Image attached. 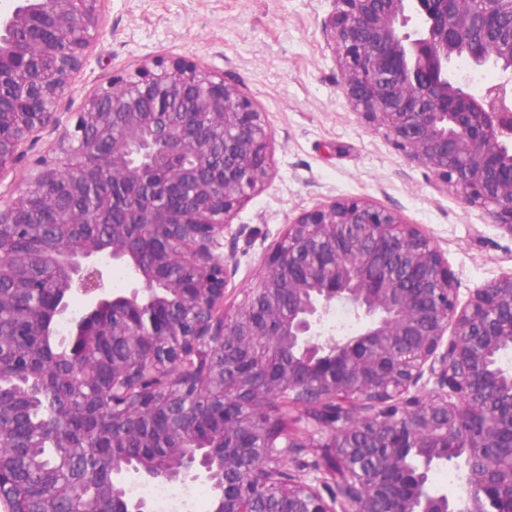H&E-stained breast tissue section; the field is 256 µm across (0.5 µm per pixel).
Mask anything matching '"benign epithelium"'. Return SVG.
I'll list each match as a JSON object with an SVG mask.
<instances>
[{"label":"benign epithelium","mask_w":512,"mask_h":512,"mask_svg":"<svg viewBox=\"0 0 512 512\" xmlns=\"http://www.w3.org/2000/svg\"><path fill=\"white\" fill-rule=\"evenodd\" d=\"M102 0H13L0 12V173L54 121L53 107L86 64ZM499 0H336L329 18L342 87L393 147L512 234V14ZM68 35L59 50L58 38ZM467 57L500 70L475 96L452 68ZM265 113L235 85L185 58L154 59L118 74L84 101L52 153L0 202V272L36 264L51 278L0 293L21 324L0 358V412L26 419L47 377L19 364L31 339L64 316L76 334L107 331L121 354L99 396L112 452L78 487L87 512H152L127 496L137 480L202 481L213 512H497L512 500V272L460 302L448 263L429 237L365 199L302 212L226 309L224 231L272 176ZM109 172L112 206L71 207ZM39 196L50 214L25 249ZM124 268L115 292L102 256ZM84 298L67 314L69 296ZM359 328L335 336L336 306ZM78 384L93 381L86 353ZM209 404L187 429L181 380ZM300 409L291 429L277 403ZM8 446L32 449L17 433ZM323 449L325 463L298 462ZM163 448L161 455L151 452ZM474 458L456 500L428 484L438 462ZM0 512H68L51 483L32 485L0 458Z\"/></svg>","instance_id":"7a95c632"}]
</instances>
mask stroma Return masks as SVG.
Returning <instances> with one entry per match:
<instances>
[{"label": "stroma", "instance_id": "obj_1", "mask_svg": "<svg viewBox=\"0 0 512 512\" xmlns=\"http://www.w3.org/2000/svg\"><path fill=\"white\" fill-rule=\"evenodd\" d=\"M336 0H104L87 64L36 133L29 157L51 152L84 98L144 61L185 57L223 75L265 112L274 174L236 211L224 234L226 297L241 299L272 246L303 211L366 199L429 236L460 300L512 271V234L395 150L342 88L328 18Z\"/></svg>", "mask_w": 512, "mask_h": 512}]
</instances>
